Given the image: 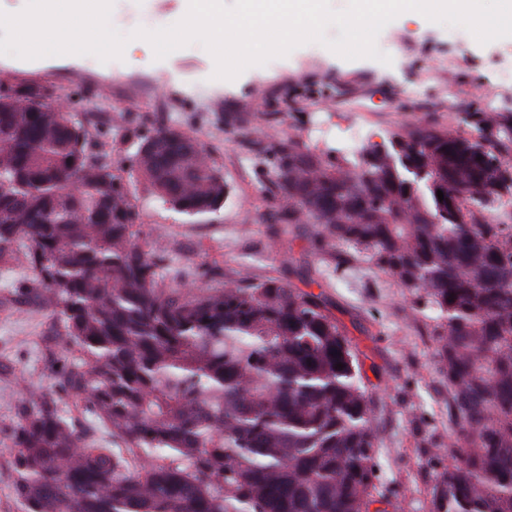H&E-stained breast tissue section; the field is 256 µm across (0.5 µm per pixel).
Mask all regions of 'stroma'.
<instances>
[{"label":"stroma","instance_id":"obj_1","mask_svg":"<svg viewBox=\"0 0 512 512\" xmlns=\"http://www.w3.org/2000/svg\"><path fill=\"white\" fill-rule=\"evenodd\" d=\"M180 9L181 0H113L110 23L125 35L153 31ZM376 45L391 64L347 61L312 42L231 81L215 78V61L198 42L163 60L0 55V80L54 86L73 102L79 120L104 133L116 161L134 151L138 136L160 126L198 138L227 185L221 210L190 217L144 186L135 190L140 239L162 238L168 249L160 280L172 285L181 277L201 286L206 273L217 272L259 281L310 261L328 284L374 399L377 489L394 512H432L433 475L444 460L420 440L428 435L445 443L455 436L427 334L436 314L412 313L409 292L363 259L338 266V252L316 253L296 227L263 222L273 203L269 167L251 140L261 129L348 152L353 135L378 142L416 125L473 136L467 120L473 108L512 117V37L482 45L461 26L395 20ZM26 250L17 243L13 256L0 259V512H21L11 491V430L28 393L54 386L61 356L53 319L26 289Z\"/></svg>","mask_w":512,"mask_h":512}]
</instances>
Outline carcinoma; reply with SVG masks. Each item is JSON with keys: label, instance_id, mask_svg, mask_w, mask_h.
Here are the masks:
<instances>
[{"label": "carcinoma", "instance_id": "obj_1", "mask_svg": "<svg viewBox=\"0 0 512 512\" xmlns=\"http://www.w3.org/2000/svg\"><path fill=\"white\" fill-rule=\"evenodd\" d=\"M44 86L0 94V258L27 243L28 288L79 361L57 366L12 431L21 512H370L377 427L361 365L318 271L168 287L161 239L140 243L136 181L172 209L213 214L227 187L194 137L138 138L129 167ZM476 138L418 126L352 158L288 138L270 164L269 224L321 251L363 254L438 313L448 389L433 512H512V125ZM128 171L129 177L123 176ZM444 200H438L437 191ZM319 292L312 291V287ZM344 368L338 370L335 365ZM74 394L112 428L88 443L60 407Z\"/></svg>", "mask_w": 512, "mask_h": 512}]
</instances>
